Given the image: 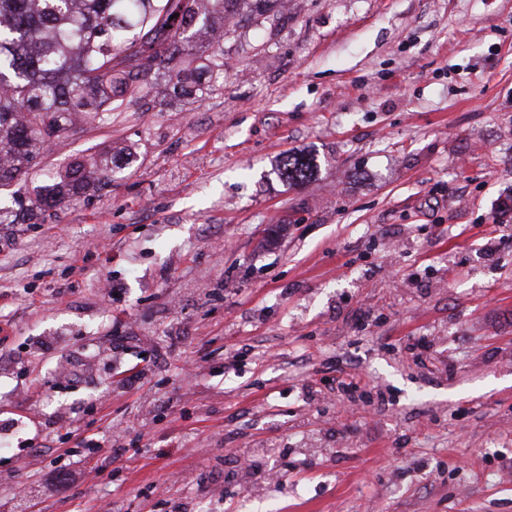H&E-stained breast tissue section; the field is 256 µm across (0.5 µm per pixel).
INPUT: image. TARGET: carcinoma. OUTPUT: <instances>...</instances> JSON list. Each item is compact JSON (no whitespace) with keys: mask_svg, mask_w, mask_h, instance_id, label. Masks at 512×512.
Instances as JSON below:
<instances>
[{"mask_svg":"<svg viewBox=\"0 0 512 512\" xmlns=\"http://www.w3.org/2000/svg\"><path fill=\"white\" fill-rule=\"evenodd\" d=\"M253 0H0V186H20L14 207L0 206V224H17L36 206L45 213L86 190L112 182V153L77 161L48 176L35 197L22 193L30 169L55 139L79 126L101 123L125 102L148 98L158 83L201 81L224 74V50L200 64L173 70L168 61L183 43L252 11ZM153 63L136 79L138 61ZM311 161L283 157L279 176L309 180Z\"/></svg>","mask_w":512,"mask_h":512,"instance_id":"1","label":"carcinoma"}]
</instances>
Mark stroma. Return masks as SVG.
Segmentation results:
<instances>
[{
	"label": "stroma",
	"instance_id": "stroma-1",
	"mask_svg": "<svg viewBox=\"0 0 512 512\" xmlns=\"http://www.w3.org/2000/svg\"><path fill=\"white\" fill-rule=\"evenodd\" d=\"M222 47L28 180L112 146L108 187L0 224V512H512V0H280ZM311 161L299 153H288L281 160L278 168L279 176L288 183H305L312 176Z\"/></svg>",
	"mask_w": 512,
	"mask_h": 512
}]
</instances>
